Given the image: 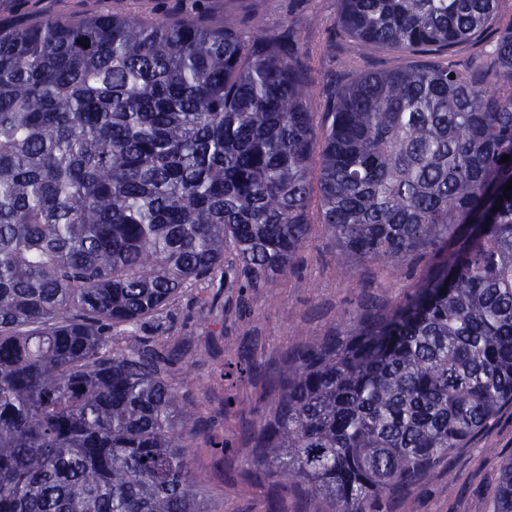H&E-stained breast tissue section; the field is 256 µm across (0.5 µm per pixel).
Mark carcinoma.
I'll return each mask as SVG.
<instances>
[{
	"label": "carcinoma",
	"mask_w": 512,
	"mask_h": 512,
	"mask_svg": "<svg viewBox=\"0 0 512 512\" xmlns=\"http://www.w3.org/2000/svg\"><path fill=\"white\" fill-rule=\"evenodd\" d=\"M500 2L339 0L357 52L489 49L481 71L354 75L320 132L298 42L235 14L0 32V512H204L199 405L137 329L163 330L219 273L273 287L316 225L349 266L444 260L404 301L288 353L247 433L259 474L306 512H371L512 406ZM473 512H512L511 456Z\"/></svg>",
	"instance_id": "1"
}]
</instances>
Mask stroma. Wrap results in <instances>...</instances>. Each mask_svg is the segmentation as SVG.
<instances>
[{
    "label": "stroma",
    "mask_w": 512,
    "mask_h": 512,
    "mask_svg": "<svg viewBox=\"0 0 512 512\" xmlns=\"http://www.w3.org/2000/svg\"><path fill=\"white\" fill-rule=\"evenodd\" d=\"M154 20L186 12L220 21L238 15L267 32L293 30L308 54L313 79L311 107L322 112L328 90L347 74L404 67L408 53L376 47L348 50L336 28L337 0H0V28L30 26L52 17L83 18L113 11ZM434 260L414 258L402 266L337 264L322 234H314L294 268L275 289L245 293L225 287L223 279L186 288L167 312V333L142 324L143 337L160 336L174 349L172 385L199 403L200 431L224 441L225 449L198 447L196 468L207 472L204 512H303L295 494L257 479L245 433L265 416L273 370L296 345L314 344L347 313L363 306H389L406 298L426 277ZM253 370L238 377L240 353ZM512 454V408L504 409L487 433L458 449L448 469L427 473L385 512H472L474 502L490 494L503 459Z\"/></svg>",
    "instance_id": "stroma-1"
}]
</instances>
